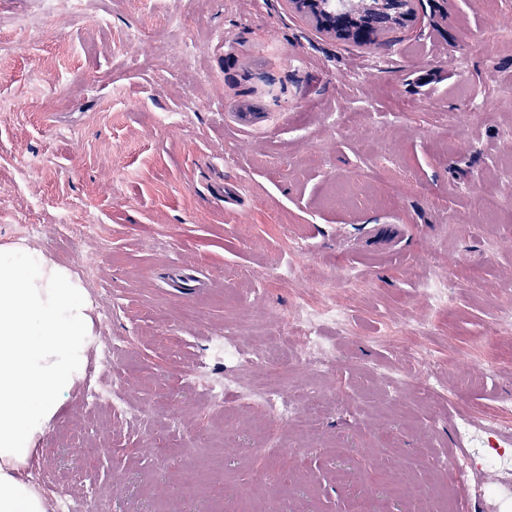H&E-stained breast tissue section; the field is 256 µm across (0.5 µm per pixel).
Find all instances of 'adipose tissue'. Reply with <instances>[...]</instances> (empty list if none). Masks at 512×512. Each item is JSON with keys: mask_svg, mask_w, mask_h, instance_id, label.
I'll use <instances>...</instances> for the list:
<instances>
[{"mask_svg": "<svg viewBox=\"0 0 512 512\" xmlns=\"http://www.w3.org/2000/svg\"><path fill=\"white\" fill-rule=\"evenodd\" d=\"M94 311L68 266L24 240L0 245V512H51L22 470L86 374Z\"/></svg>", "mask_w": 512, "mask_h": 512, "instance_id": "ef3b65f1", "label": "adipose tissue"}]
</instances>
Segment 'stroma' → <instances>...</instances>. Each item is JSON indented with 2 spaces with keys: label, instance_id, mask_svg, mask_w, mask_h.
Here are the masks:
<instances>
[{
  "label": "stroma",
  "instance_id": "obj_1",
  "mask_svg": "<svg viewBox=\"0 0 512 512\" xmlns=\"http://www.w3.org/2000/svg\"><path fill=\"white\" fill-rule=\"evenodd\" d=\"M87 7L106 25L46 15L36 37L10 25L36 0H0V200L15 216L0 244L29 238L80 276L96 335L113 339L87 375L142 410L74 389L35 456L59 492L81 512H420L392 468L441 488L461 416L512 453V0H415L414 24L366 45L285 0ZM176 112L175 128L157 124ZM27 217L40 233L25 235ZM297 242L313 273L281 283ZM445 251L441 310L426 283ZM324 278L351 324L326 328L336 359L315 372L290 320L321 303ZM217 334L247 354L287 349L283 393L308 433L242 403L233 427L216 419L203 383L241 371L211 355ZM407 345L446 391L436 412L365 375ZM458 352L482 386L459 387ZM260 467L272 483L242 499ZM454 512H512V470L468 480Z\"/></svg>",
  "mask_w": 512,
  "mask_h": 512
}]
</instances>
